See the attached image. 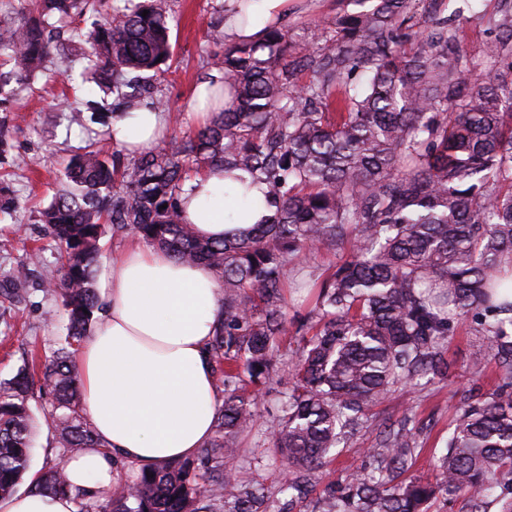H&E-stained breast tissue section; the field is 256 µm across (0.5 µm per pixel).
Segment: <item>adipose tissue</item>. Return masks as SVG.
Masks as SVG:
<instances>
[{
	"instance_id": "1",
	"label": "adipose tissue",
	"mask_w": 512,
	"mask_h": 512,
	"mask_svg": "<svg viewBox=\"0 0 512 512\" xmlns=\"http://www.w3.org/2000/svg\"><path fill=\"white\" fill-rule=\"evenodd\" d=\"M288 2L224 0L225 39H255L284 19ZM112 134L118 147L142 151L165 139L167 122L146 107L113 120ZM264 191L209 168L187 183L183 218L201 237L218 239L267 216ZM102 295L99 319L74 356L100 445L68 459L65 468L73 487L108 492L117 463L153 468L194 457L211 439L222 400L210 343L224 310L206 266L180 263L138 239L113 258ZM0 512H76V504L69 495L32 490L1 498Z\"/></svg>"
}]
</instances>
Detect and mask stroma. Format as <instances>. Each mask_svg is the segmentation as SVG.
I'll list each match as a JSON object with an SVG mask.
<instances>
[{
  "mask_svg": "<svg viewBox=\"0 0 512 512\" xmlns=\"http://www.w3.org/2000/svg\"><path fill=\"white\" fill-rule=\"evenodd\" d=\"M435 4L441 13L459 21V46L463 52L484 59L487 47L496 37L488 19L501 0H435ZM353 8L352 0H290L289 14L281 26L292 38L321 46L336 34L333 24L336 15ZM171 9L177 20L170 36L173 58L158 89L177 111V120L171 123L170 131L178 135L195 126L187 114L191 110L193 89L205 78L204 59L224 48V11L221 0H171ZM82 49V42L60 41L44 73L31 81L27 90L10 104L8 112H0V121H5L12 144L7 164L0 166V178L9 183L18 202L12 218L0 221V237L9 238L12 243L9 250L0 251V285L31 252H39L44 265L56 263V245L47 233L41 212L58 190L69 160L81 153L89 138L107 133L112 126L110 94L90 82L77 93L71 88L70 76L81 70ZM72 97L77 98L83 112L84 124L80 127L68 121L67 101ZM41 274V267L32 268L20 302H0L2 381L30 366L32 359L49 358L57 337L65 332L67 318L61 298L43 289ZM482 346L473 318L459 320L445 346L450 365L447 380L406 389L402 398L374 407L373 426L362 428L350 437L342 454L328 465V473L340 476L346 466L358 460L363 449L375 446V423L396 422L409 416L422 428L426 440L411 475L423 480L432 478L431 455L443 448L463 394L473 390L485 395L499 384L493 369L477 374L471 368V358ZM288 387L287 372H280L275 392L267 394L259 407L257 431L244 443L247 457L261 460L256 468L257 478L268 483L276 481L281 467L263 430L273 419L278 393L287 391ZM50 403L41 379H34L28 406L40 426L28 475L18 483V490H30L31 476L41 474L68 455L67 449L60 447L54 429L43 422Z\"/></svg>",
  "mask_w": 512,
  "mask_h": 512,
  "instance_id": "obj_1",
  "label": "stroma"
}]
</instances>
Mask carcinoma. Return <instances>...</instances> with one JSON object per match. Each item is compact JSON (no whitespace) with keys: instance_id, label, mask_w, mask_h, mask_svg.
Instances as JSON below:
<instances>
[{"instance_id":"cac0c4a2","label":"carcinoma","mask_w":512,"mask_h":512,"mask_svg":"<svg viewBox=\"0 0 512 512\" xmlns=\"http://www.w3.org/2000/svg\"><path fill=\"white\" fill-rule=\"evenodd\" d=\"M336 17V39L321 47L278 28L224 47L212 65L230 100L204 127L134 155L91 141L66 167L43 211L60 250L42 285L60 294L64 341L42 364L52 395L46 421L64 448H98L82 408L73 356L99 309L100 240L130 233L187 264H202L221 289L224 320L211 343L224 375V403L207 449L195 459L142 470L95 501L72 491L63 463L33 488L73 493L77 512H431L463 501L464 512H512V7L493 18L487 58L495 74L459 49L458 27L429 17L416 29V0H351ZM15 0L18 16L0 25L10 49L3 85L22 88L56 47L48 20L88 11L99 20L73 33L88 47L84 75L112 91L116 111H170L152 82L172 56L169 0ZM147 16H142L143 11ZM222 168L267 186L271 215L219 240L183 220L188 172ZM350 258L319 280L289 279L312 251ZM18 266L0 297L16 302L29 266ZM312 299L288 319L286 291ZM480 310L486 349L476 373L494 361L502 378L488 396H467L446 447L433 455L436 478H411L420 431L404 419L383 425L375 447L337 479L323 468L368 409L428 377L448 378L444 346L455 320ZM296 325L292 377L280 415L265 429L282 470L274 488L235 466L255 429L274 359ZM32 376L24 368L0 384V497L28 467L35 426L27 409ZM208 475L207 484L192 474Z\"/></svg>"}]
</instances>
